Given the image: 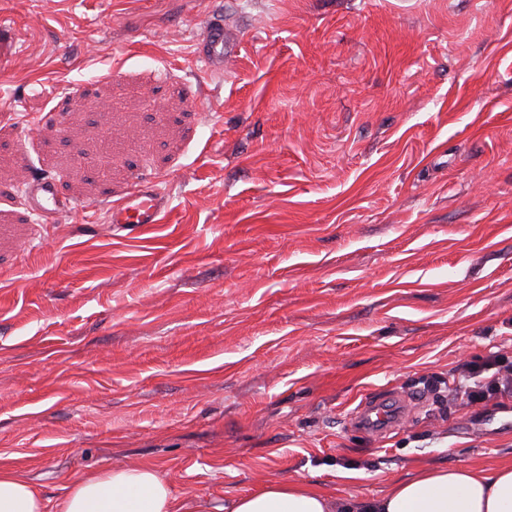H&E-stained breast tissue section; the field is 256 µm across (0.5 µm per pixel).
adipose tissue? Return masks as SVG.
<instances>
[{"instance_id":"1","label":"adipose tissue","mask_w":512,"mask_h":512,"mask_svg":"<svg viewBox=\"0 0 512 512\" xmlns=\"http://www.w3.org/2000/svg\"><path fill=\"white\" fill-rule=\"evenodd\" d=\"M0 512H46L43 498L13 468H0ZM56 512H188L149 463L74 477ZM198 512H512V462L421 468L379 497L341 498L306 483L270 482Z\"/></svg>"}]
</instances>
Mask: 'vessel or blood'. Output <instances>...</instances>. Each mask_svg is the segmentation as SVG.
I'll use <instances>...</instances> for the list:
<instances>
[{
  "mask_svg": "<svg viewBox=\"0 0 512 512\" xmlns=\"http://www.w3.org/2000/svg\"><path fill=\"white\" fill-rule=\"evenodd\" d=\"M240 44L237 33L228 31L224 19L212 15L205 21L196 42V54L209 71L224 70L225 58L231 57ZM24 195L32 211L49 218L69 210L70 202L60 196L53 180L34 179L26 183ZM167 206V198L151 178H140L122 201L111 207L108 222L119 231L135 230L147 224L158 223ZM410 396L376 394L366 398L354 413L359 427L370 434H383L394 430L408 416Z\"/></svg>",
  "mask_w": 512,
  "mask_h": 512,
  "instance_id": "vessel-or-blood-1",
  "label": "vessel or blood"
}]
</instances>
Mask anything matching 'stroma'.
I'll list each match as a JSON object with an SVG mask.
<instances>
[{"label": "stroma", "mask_w": 512, "mask_h": 512, "mask_svg": "<svg viewBox=\"0 0 512 512\" xmlns=\"http://www.w3.org/2000/svg\"><path fill=\"white\" fill-rule=\"evenodd\" d=\"M224 16L240 52L195 55ZM56 179L43 221L22 187ZM143 175L170 202L128 236ZM512 357V0H0V467L54 506L154 464L189 504L374 498L512 461L453 370ZM425 396L384 436L367 394ZM240 44L236 31L224 28V17L211 15L205 21L196 42V54L209 71L223 73L224 58L231 57Z\"/></svg>", "instance_id": "obj_1"}]
</instances>
